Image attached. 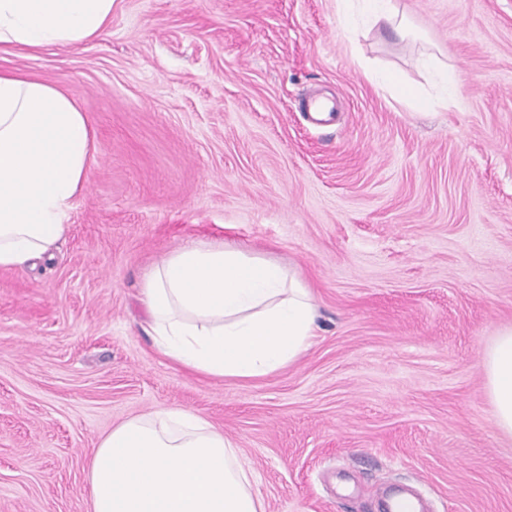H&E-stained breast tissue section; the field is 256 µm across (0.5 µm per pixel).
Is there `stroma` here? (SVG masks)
I'll list each match as a JSON object with an SVG mask.
<instances>
[{"label": "stroma", "mask_w": 512, "mask_h": 512, "mask_svg": "<svg viewBox=\"0 0 512 512\" xmlns=\"http://www.w3.org/2000/svg\"><path fill=\"white\" fill-rule=\"evenodd\" d=\"M393 3L424 40L349 32L336 0H114L90 42L0 50L97 136L52 258L0 269V512H89L100 438L170 406L223 430L265 512H377L391 487L512 512L481 370L512 326V0ZM200 240L298 274L318 330L297 361L241 381L157 352L141 281Z\"/></svg>", "instance_id": "35a3bbf8"}]
</instances>
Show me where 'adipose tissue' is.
I'll return each instance as SVG.
<instances>
[{
    "label": "adipose tissue",
    "instance_id": "1",
    "mask_svg": "<svg viewBox=\"0 0 512 512\" xmlns=\"http://www.w3.org/2000/svg\"><path fill=\"white\" fill-rule=\"evenodd\" d=\"M114 0H0V46L39 50L101 35ZM342 14L408 33L392 0H339ZM95 134L52 84L0 72V269L45 257L70 227ZM155 348L193 372L243 381L295 362L315 330L313 299L289 268L220 243L183 244L144 276ZM495 429L512 439V326L481 355ZM91 512H265L234 444L205 417L161 408L115 425L88 462Z\"/></svg>",
    "mask_w": 512,
    "mask_h": 512
}]
</instances>
